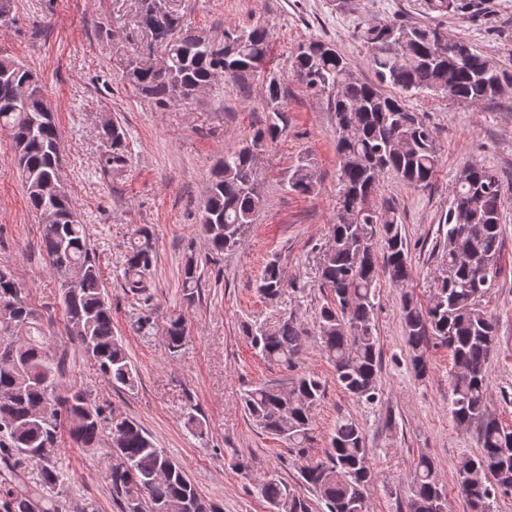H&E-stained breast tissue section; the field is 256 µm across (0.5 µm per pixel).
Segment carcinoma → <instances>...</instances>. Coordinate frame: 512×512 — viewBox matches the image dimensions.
<instances>
[{
	"label": "carcinoma",
	"instance_id": "cac0c4a2",
	"mask_svg": "<svg viewBox=\"0 0 512 512\" xmlns=\"http://www.w3.org/2000/svg\"><path fill=\"white\" fill-rule=\"evenodd\" d=\"M439 16L468 7L463 0H425ZM139 23L161 50L164 68L129 61L125 76L159 107L192 99L220 77L238 80L262 67L270 52V32L256 23L224 30L217 41L199 35L167 0H142ZM437 25H406L396 20L365 27L370 64L378 83L357 79L337 50H324L322 40L299 45L293 71L307 89L328 93L336 119L340 155L339 213L319 267L321 287L331 293L318 315L315 341L332 363L336 383L347 395L372 403L378 399L380 366L375 316L379 303V267L389 281L407 285L412 276L409 248L397 217L379 222L373 209L380 177L390 173L414 187L428 186L438 167L435 132L406 103L408 96L440 92L470 105L500 93L505 74L486 72L488 59L468 40L458 52L438 46ZM395 89L387 93L382 86ZM283 85L269 81L266 100L272 122L250 143L228 149L213 169L201 215L209 250L222 254L240 247L265 205L251 153L273 141L287 125L281 107ZM0 131L12 145V164L26 189L31 209L55 218L43 219L40 247L62 281L67 334L98 364L106 381L132 389L139 379L126 346L112 331V306L104 294L99 265L86 228L61 180L63 155L55 113L41 93L38 75L28 66L0 56ZM106 172L126 166L125 132L111 120L101 124ZM468 183L452 189L444 235L446 268L441 301L422 305L413 292L401 296V317L411 367L416 377L428 375L431 339L451 355L450 413L457 426L477 424L480 452L459 463L460 492L470 512H491L493 499L512 494V429L487 406V365L495 349V317L482 308L494 283L474 287L477 271L498 265L501 252L500 211L504 187L493 169L468 165ZM291 191L309 194L314 183L308 168L297 166ZM155 256L148 225L135 230L124 256L125 288L141 296L144 309L136 331L153 335L162 326L165 352L172 358L185 346L182 315L164 317L149 304L147 293ZM198 262L188 258L182 270L186 301L200 288ZM286 286L277 261L262 272L258 293L267 302L280 298ZM251 347L270 364L293 367L306 345L293 316L247 330ZM62 362L43 328V315L32 308L9 271L0 270V502L8 512H56L47 493L61 490L63 472L48 454L58 434L68 427L79 448H94L107 437L111 463L107 482L120 512H160L165 504L189 506L187 512H221L201 497L179 461L157 447L133 419L106 411L81 388H63ZM322 380L302 375L282 388L259 384L245 392L250 420L267 435L288 443L303 459L300 477L324 501L327 512H368L367 493L374 481L369 448L352 419L336 421L329 448L309 457L306 444L314 411L324 395ZM38 470L33 485L23 480L28 467ZM408 512H446L434 460L419 455L409 486ZM273 512H311L307 498L276 478L260 487Z\"/></svg>",
	"mask_w": 512,
	"mask_h": 512
}]
</instances>
